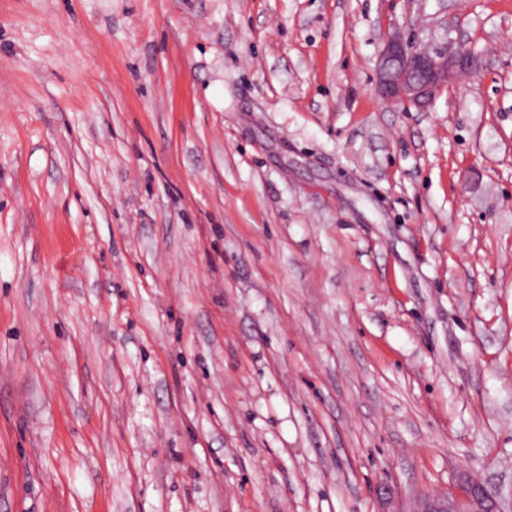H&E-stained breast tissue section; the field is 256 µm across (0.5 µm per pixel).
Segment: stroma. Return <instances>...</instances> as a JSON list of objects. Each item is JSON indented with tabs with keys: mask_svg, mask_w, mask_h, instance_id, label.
Here are the masks:
<instances>
[{
	"mask_svg": "<svg viewBox=\"0 0 512 512\" xmlns=\"http://www.w3.org/2000/svg\"><path fill=\"white\" fill-rule=\"evenodd\" d=\"M478 76L406 109L393 31ZM512 498V0H0V512Z\"/></svg>",
	"mask_w": 512,
	"mask_h": 512,
	"instance_id": "1",
	"label": "stroma"
}]
</instances>
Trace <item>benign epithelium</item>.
<instances>
[{
    "label": "benign epithelium",
    "instance_id": "1",
    "mask_svg": "<svg viewBox=\"0 0 512 512\" xmlns=\"http://www.w3.org/2000/svg\"><path fill=\"white\" fill-rule=\"evenodd\" d=\"M479 71L477 53L471 49L450 51L446 48L432 53L419 49L394 35L384 45L378 59L376 90L384 100L404 107H429L439 92L462 75ZM490 498L482 484L473 481L461 500L432 498L420 512H509Z\"/></svg>",
    "mask_w": 512,
    "mask_h": 512
}]
</instances>
